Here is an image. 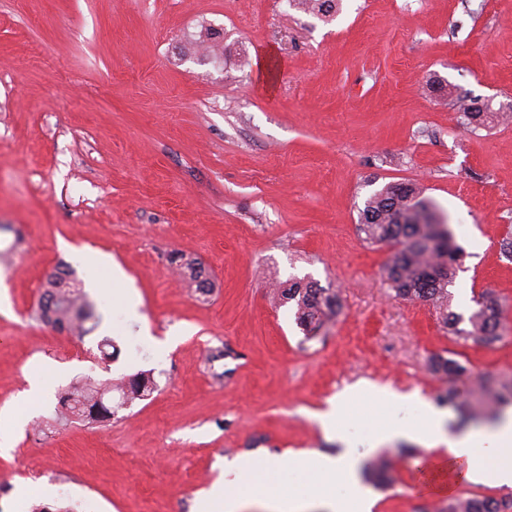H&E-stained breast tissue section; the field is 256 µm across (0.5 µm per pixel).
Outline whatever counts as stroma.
I'll return each mask as SVG.
<instances>
[{
    "mask_svg": "<svg viewBox=\"0 0 512 512\" xmlns=\"http://www.w3.org/2000/svg\"><path fill=\"white\" fill-rule=\"evenodd\" d=\"M461 98L512 113V0H338L327 19L289 0H0V408L28 371L49 376L0 446V512H196L225 461L337 454L316 414L348 387L434 400L435 355L512 377V127L462 124ZM395 182L416 184L467 253L450 287L461 328L482 290L500 296L494 346L396 298L391 247L358 229ZM86 252L124 271L148 335L113 303L111 268L78 265ZM177 253L204 267L209 296L171 276ZM64 262L112 359L97 336L33 317ZM303 279L342 304L311 340L272 291ZM143 371L155 391L112 420L35 430L58 388ZM426 453L387 446L396 480L374 512H435L442 494L407 491Z\"/></svg>",
    "mask_w": 512,
    "mask_h": 512,
    "instance_id": "35a3bbf8",
    "label": "stroma"
}]
</instances>
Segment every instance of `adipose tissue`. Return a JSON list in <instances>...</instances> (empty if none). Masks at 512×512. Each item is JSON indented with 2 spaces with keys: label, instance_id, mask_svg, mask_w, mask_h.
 <instances>
[{
  "label": "adipose tissue",
  "instance_id": "obj_1",
  "mask_svg": "<svg viewBox=\"0 0 512 512\" xmlns=\"http://www.w3.org/2000/svg\"><path fill=\"white\" fill-rule=\"evenodd\" d=\"M447 419L415 392L372 383L349 389L320 415L325 431L341 434V454L225 463L223 480L200 499L197 512H373L374 493L358 474L360 451L400 437L437 452L471 483L512 487V411L494 425L463 432L446 430Z\"/></svg>",
  "mask_w": 512,
  "mask_h": 512
}]
</instances>
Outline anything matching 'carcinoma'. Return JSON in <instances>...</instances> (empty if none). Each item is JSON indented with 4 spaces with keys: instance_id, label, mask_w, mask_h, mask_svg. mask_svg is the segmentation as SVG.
I'll list each match as a JSON object with an SVG mask.
<instances>
[{
    "instance_id": "1",
    "label": "carcinoma",
    "mask_w": 512,
    "mask_h": 512,
    "mask_svg": "<svg viewBox=\"0 0 512 512\" xmlns=\"http://www.w3.org/2000/svg\"><path fill=\"white\" fill-rule=\"evenodd\" d=\"M293 7L327 17L333 11L335 0H291ZM469 124L483 126L499 118L498 112L460 113ZM360 233L370 245L388 244L393 252L383 267L395 296L406 301L429 302L442 309L444 327L454 336L472 338L485 346L501 340L500 325L502 305L491 289L483 290L474 302L477 309L470 315L471 329L460 330V317L447 308L450 293L466 252L455 240L450 225L444 223L432 202L421 196L411 183L388 184L369 199L362 211ZM171 263L179 265L188 277L195 292L208 296L212 289L210 278L197 264L174 256ZM72 271L59 270L48 279V288L38 302L37 319L55 329H68L86 336L97 330L100 315L95 304L76 293L71 279ZM281 297L296 304V319L305 335L316 333L337 315L341 302L338 294L313 281H295L281 290ZM428 368L448 381L436 401L446 406L464 422L469 420H496L512 407V379H492L484 375L472 377L465 390L456 386L457 380L467 373L458 361L434 356ZM154 379L140 373L121 387L125 401L144 399L154 392ZM112 388L91 381H76L57 392L61 414L72 415L90 423L112 419V408L104 397ZM366 478L375 484H387L393 479L390 460L375 458L363 465ZM503 501L489 496H458L448 499V506L441 512H505Z\"/></svg>"
}]
</instances>
